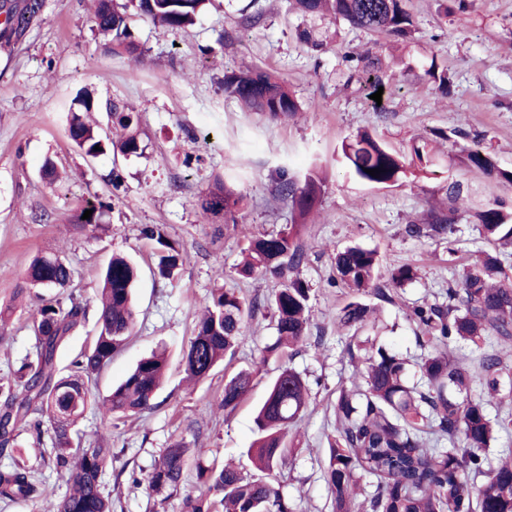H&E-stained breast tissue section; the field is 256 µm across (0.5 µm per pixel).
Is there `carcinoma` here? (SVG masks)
Listing matches in <instances>:
<instances>
[{
    "instance_id": "obj_1",
    "label": "carcinoma",
    "mask_w": 512,
    "mask_h": 512,
    "mask_svg": "<svg viewBox=\"0 0 512 512\" xmlns=\"http://www.w3.org/2000/svg\"><path fill=\"white\" fill-rule=\"evenodd\" d=\"M134 2L154 24L181 32L195 24L205 0H95L92 23L107 52L131 57L137 53L127 23V10ZM293 7L305 15L328 12L355 27L401 39L413 33L405 0H293ZM43 8L44 0H3L0 45L7 47L12 38L23 35ZM361 62L366 82L392 94L379 76L380 58L367 50ZM224 90L247 109L271 119L300 111L286 85L265 70L246 67L227 72ZM95 111L88 96L76 99L71 109L68 133L79 152L92 158L108 150L126 157L142 154L136 113L115 104L107 110L116 131L112 138L83 119V113ZM341 152L353 176L367 184H394L406 173L402 158L368 132L343 143ZM411 160L422 167L433 165L428 143L413 146ZM460 163L512 182V173L496 169L478 142L464 151ZM368 169L381 173L372 176L366 173ZM276 191L291 206L295 223L286 234L251 239L239 272L243 276L264 273L281 280L271 301L278 338L266 347V355L285 356L288 349L307 340L310 293L297 277L306 258L297 237L321 200L323 182L311 173L300 184L284 171ZM447 194L448 211L433 213L426 224L408 225L410 236L440 235L471 212L470 200L460 185H448ZM241 201L235 189L218 180L201 199L200 207L205 213L222 211L231 218ZM87 210L92 215L84 220ZM110 210L108 201L89 200L76 210L70 223L80 230L98 228ZM474 217L486 239L512 245V212L493 203L474 212ZM142 233L157 244V274L173 276L183 264L179 245L157 225L143 228ZM334 268L336 282L357 296L383 293L378 287L382 279L401 287L415 276L407 265L381 272L376 250L358 245L336 253ZM71 277V268L58 255L42 253L31 260L23 282L27 288H64ZM138 279L139 270L132 261L112 256L101 273L92 347L73 362L74 370L68 376L58 374L56 356L86 322L87 304L71 293L38 309L33 322L36 356L22 362L15 384L0 386V455L11 460L7 469L0 470V501L31 504L37 512H112V496L104 493L101 481L112 451L97 439L87 444L74 439L71 427L87 405L85 379L109 364L131 337L135 322L132 294ZM446 295L445 305L430 304L412 311L428 347L419 364L422 385H408L404 360L379 348L361 356L363 368L357 370L351 388L342 389L336 401V442L329 448L325 472L336 512H512V457L501 456L494 464L488 460L498 436L512 432V415L491 418L488 413L492 403L512 398V271L498 256L486 253L448 287ZM258 307L259 301L248 302L232 288L213 289L182 358L187 376L198 381L207 378L245 338L247 318ZM370 317L369 305L356 298L340 310L339 323L361 328L370 323ZM491 336L505 345L484 349ZM459 342L477 353L473 365L453 359L452 349ZM168 365L163 353L140 360L103 398L105 413L120 419L151 409L152 396ZM252 381L253 371L248 369L225 381L224 410L237 407ZM307 400L305 380L296 371L283 368L255 413L258 438L253 444V460L257 472L245 475L232 461L219 470L196 467L198 480L208 484L216 499L188 497L186 512H294L276 486V472L285 461L288 427L300 418ZM36 416L46 418L52 430L49 460L67 477L69 492L61 500L15 456V432ZM445 440L448 447H438ZM188 452L181 442L164 449L145 478L148 488L157 494L178 490L188 467ZM366 475L377 483L373 493L360 502L358 490Z\"/></svg>"
}]
</instances>
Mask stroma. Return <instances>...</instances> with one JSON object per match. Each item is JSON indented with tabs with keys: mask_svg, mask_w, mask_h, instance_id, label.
<instances>
[{
	"mask_svg": "<svg viewBox=\"0 0 512 512\" xmlns=\"http://www.w3.org/2000/svg\"><path fill=\"white\" fill-rule=\"evenodd\" d=\"M93 2L45 0L40 20L0 49V307H14L0 337V383L12 379L32 353V321L51 295L46 288L16 295L30 260L57 252L72 270L69 292L89 304L85 325L59 353L65 370L93 343L102 268L112 254L127 255L140 268L133 337L88 381L92 402L73 428L84 440L99 436L112 448L101 478L112 512H184V499L203 493L192 470L170 497L149 490L146 475L163 448L177 441L203 466L218 470L232 459L252 472L254 408L286 366L303 375L310 397L277 475L280 491L296 512H334L325 471L336 437L334 403L354 371L347 344L365 340L385 347L406 358L411 379H418L424 351L413 307L438 300L482 253L498 255L512 269V246L485 239L473 217L457 221L447 236L416 239L405 232L410 221L447 205L452 183L469 193L472 208L496 201L512 211V182L490 180L456 161L477 141L498 169L512 171V0H468L465 9L446 14L437 0H408L416 30L407 40L329 15L308 17L287 0H206L196 24L182 33L132 14L130 27L143 56L138 63L106 53L90 20ZM247 5L260 15L248 27L240 13ZM304 28L326 51L298 40ZM205 44L213 45V53H201ZM368 49L381 58L384 81L397 88L379 102L352 77L359 54ZM433 63L447 71L449 95L426 77ZM250 66L282 78L300 112L272 120L226 94L225 72ZM84 88L98 100L92 118L99 124H106L110 102L138 113L141 155L90 159L72 145L68 115ZM314 101L320 111H309ZM361 131L404 156L414 141L429 139L435 165L391 186L356 182L342 161L341 144ZM48 159L62 179L43 177ZM115 167L125 176L118 191L104 180ZM284 171L299 180L317 172L325 192L299 236L307 252L298 276L310 290L308 340L292 357L265 360L261 352L277 331L263 303L279 282L270 276L241 278L238 267L250 238L287 231L293 222L290 208L275 196ZM219 179L244 197L231 223L199 206ZM97 197L112 201L103 229L76 230L71 215ZM39 212L48 213L49 221L35 222ZM148 224L163 227L182 250L183 264L172 278L153 273L156 244L142 234ZM353 245L375 249L382 266L408 264L417 272L386 297L363 295L376 322L357 330L337 323L353 295L336 285L334 271L337 251ZM217 254L223 258L219 266L213 262ZM220 286L238 289L262 306L249 318V332L235 354L206 379L186 382L182 353L212 289ZM159 348L170 363L152 409L140 418L106 423L97 400ZM252 367L257 374L248 395L235 410H224L225 380ZM18 441L55 496L68 493L64 474L40 464V449L52 445L50 433L39 435L25 425Z\"/></svg>",
	"mask_w": 512,
	"mask_h": 512,
	"instance_id": "35a3bbf8",
	"label": "stroma"
}]
</instances>
